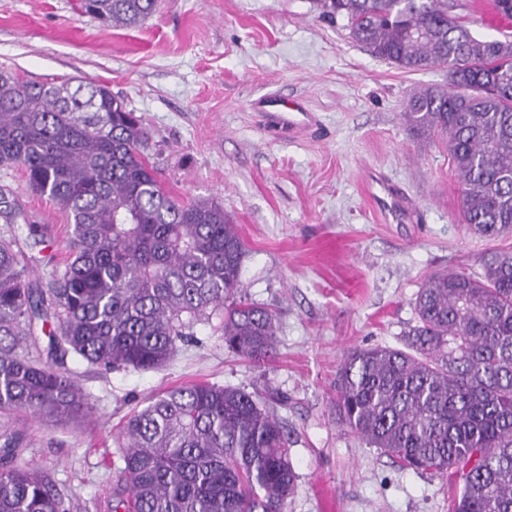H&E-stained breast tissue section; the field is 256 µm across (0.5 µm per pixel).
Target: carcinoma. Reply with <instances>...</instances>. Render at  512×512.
Masks as SVG:
<instances>
[{
  "label": "carcinoma",
  "instance_id": "carcinoma-1",
  "mask_svg": "<svg viewBox=\"0 0 512 512\" xmlns=\"http://www.w3.org/2000/svg\"><path fill=\"white\" fill-rule=\"evenodd\" d=\"M160 0H79L111 26H133ZM351 37L409 72L438 64L448 85L413 94L405 123L439 133L462 189V223L512 233V39H478L448 0H318ZM150 133L102 85L23 83L0 70V166L66 212L67 256L45 281L16 229L0 236V416L68 422L88 394L68 356L106 370H151L201 321L255 366L276 354L273 315L237 297L245 248L231 214L180 201L147 154ZM482 272L430 275L404 348L347 353L340 421L401 468L462 481L448 512H512V248ZM0 512H68L56 485L18 463L0 434ZM123 487L112 512H285L296 473L288 435L243 389L199 381L155 395L128 418Z\"/></svg>",
  "mask_w": 512,
  "mask_h": 512
}]
</instances>
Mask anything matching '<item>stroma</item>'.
<instances>
[{"instance_id": "stroma-1", "label": "stroma", "mask_w": 512, "mask_h": 512, "mask_svg": "<svg viewBox=\"0 0 512 512\" xmlns=\"http://www.w3.org/2000/svg\"><path fill=\"white\" fill-rule=\"evenodd\" d=\"M448 9L475 37L503 38L492 0ZM0 69L124 98L168 190L233 215L247 248L240 290L277 328V356L262 367L226 350L212 322L158 370L67 361L91 413L64 426L19 418L18 461L47 474L70 512H109L126 420L162 390L207 380L251 392L283 426L298 475L285 512H448L447 476L399 469L336 414L347 350L402 347L429 275L479 271L482 255L512 246L459 223L445 139L416 137L403 120L413 93L447 84L445 67L407 72L373 57L316 0H162L127 28L77 0H0ZM272 94L301 103L312 124L269 129L256 103ZM0 198L43 227L34 275L46 278L66 252L67 214L17 167H0Z\"/></svg>"}]
</instances>
